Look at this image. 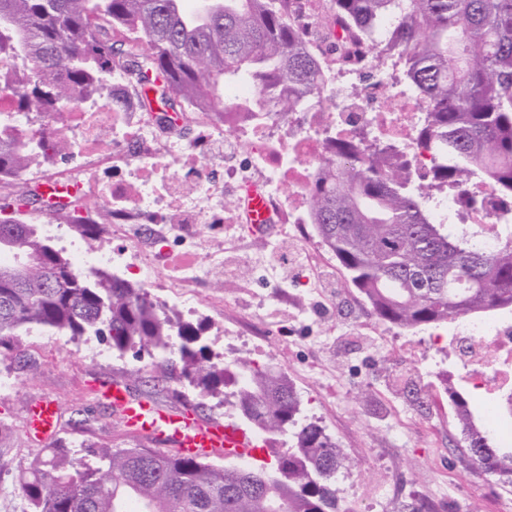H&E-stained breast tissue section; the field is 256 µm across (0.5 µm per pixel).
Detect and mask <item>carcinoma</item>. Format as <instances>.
Wrapping results in <instances>:
<instances>
[{
	"instance_id": "cac0c4a2",
	"label": "carcinoma",
	"mask_w": 512,
	"mask_h": 512,
	"mask_svg": "<svg viewBox=\"0 0 512 512\" xmlns=\"http://www.w3.org/2000/svg\"><path fill=\"white\" fill-rule=\"evenodd\" d=\"M293 2L205 0L189 10L184 0H0V55L27 72L0 93L21 112H73L120 69L141 88L142 108L162 114L196 101L222 112L224 84L249 77L267 111L303 112L321 101L325 69L360 51L394 58L426 111L418 140L431 178L414 183L406 163L394 164L403 151L367 132L338 138L310 189L314 232L384 324L410 330L512 309V224L491 225L489 250L430 212L446 190L478 183L512 205V0H325L303 16L286 8ZM43 143L72 151L45 127L0 134V179H14L0 192V362H22L21 336L33 328L96 336L120 353L149 350L162 377L202 397L231 395L274 462L220 466L152 448L147 437L77 450L55 438L17 469L29 512H352L336 489L345 457L301 416L284 370L211 353L202 328L146 288L76 264L37 225L9 217L86 205L79 189L17 187ZM448 402L462 434L454 451L512 491V448L476 426L466 392L448 387ZM283 436L286 449L277 447Z\"/></svg>"
}]
</instances>
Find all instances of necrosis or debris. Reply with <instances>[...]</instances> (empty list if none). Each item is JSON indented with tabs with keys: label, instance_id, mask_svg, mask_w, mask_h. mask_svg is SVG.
<instances>
[{
	"label": "necrosis or debris",
	"instance_id": "1",
	"mask_svg": "<svg viewBox=\"0 0 512 512\" xmlns=\"http://www.w3.org/2000/svg\"><path fill=\"white\" fill-rule=\"evenodd\" d=\"M107 87L110 97L123 101L122 111L88 101L58 113L50 127L73 144L71 159L58 164L38 158L24 177L30 183L59 177L86 185L93 203L74 222L99 224L105 236L125 239L128 259L146 287H154L166 259L159 242L177 238L183 256L168 287L187 306L197 301L193 285L202 268L224 264L222 250L211 249V233L219 232L223 247L238 245L232 227L247 216L236 187L258 182L266 190L279 237L263 249L244 251L242 262L275 286L284 262L305 265L315 252L303 228L329 135L351 138L364 126L415 154L414 132L424 118L419 102L376 59L327 70L320 106L288 114L258 108L256 88L240 83L226 94L223 112L193 105L175 124L136 109L137 87L122 71H113ZM465 341L473 385L489 395L512 387V332L477 322L466 326Z\"/></svg>",
	"mask_w": 512,
	"mask_h": 512
}]
</instances>
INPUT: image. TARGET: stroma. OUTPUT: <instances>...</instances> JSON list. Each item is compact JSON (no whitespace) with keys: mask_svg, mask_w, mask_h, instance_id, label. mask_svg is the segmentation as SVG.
I'll return each instance as SVG.
<instances>
[{"mask_svg":"<svg viewBox=\"0 0 512 512\" xmlns=\"http://www.w3.org/2000/svg\"><path fill=\"white\" fill-rule=\"evenodd\" d=\"M318 253L317 268L290 270L281 290L285 302L275 317L256 303L257 296L268 295L267 285L237 260L201 278L195 288L199 305L181 315L205 325L203 339L212 352L287 372L305 414L355 461L336 474L343 499L380 500L386 512H405L423 498L437 502L438 512H496L506 492L474 476L451 452L462 435L444 391L446 380L469 393L483 426L500 413L498 397L474 390L464 361L448 351L461 325L409 331L377 322L327 249ZM239 318L265 326V336L248 342L225 336V322ZM399 339L417 346L430 377L412 372L392 348ZM23 343L29 367L0 363V377L12 381L0 392V421L6 424L22 426L30 406L49 396L58 403L59 438L74 446L86 440L125 446L127 439L99 394L115 382L134 399L153 391L158 403L171 409L196 406L203 421L234 419L230 403L201 399L188 382L154 381L148 354H122L92 336L58 339L40 330L24 336ZM42 446L39 440L17 442L0 452V512H27L15 473Z\"/></svg>","mask_w":512,"mask_h":512,"instance_id":"stroma-1","label":"stroma"}]
</instances>
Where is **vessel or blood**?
Instances as JSON below:
<instances>
[{
	"mask_svg": "<svg viewBox=\"0 0 512 512\" xmlns=\"http://www.w3.org/2000/svg\"><path fill=\"white\" fill-rule=\"evenodd\" d=\"M248 220L255 225L269 223L266 199L258 188H251L245 199ZM104 396L124 417L127 426L140 434L174 443L180 448H200L212 453L224 451L233 454L253 453L258 443L251 434L230 422L202 424L193 417L166 409L142 399H131L120 385L105 390ZM41 436H50L52 421L57 413L56 402L41 398L31 408Z\"/></svg>",
	"mask_w": 512,
	"mask_h": 512,
	"instance_id": "vessel-or-blood-1",
	"label": "vessel or blood"
}]
</instances>
